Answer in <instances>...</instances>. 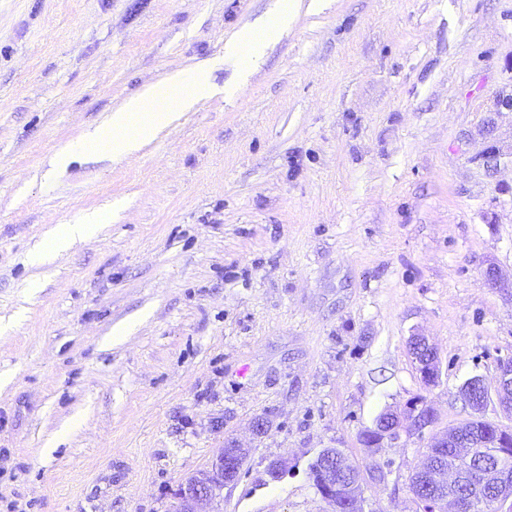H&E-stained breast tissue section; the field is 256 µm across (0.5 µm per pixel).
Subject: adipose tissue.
I'll return each instance as SVG.
<instances>
[{"mask_svg":"<svg viewBox=\"0 0 512 512\" xmlns=\"http://www.w3.org/2000/svg\"><path fill=\"white\" fill-rule=\"evenodd\" d=\"M294 10L286 0H275L270 13L255 23L245 24L225 46L229 57H236L240 43L251 47L248 58L241 60L243 68H251L262 54L263 46L283 31ZM219 93L204 67H197L193 79L183 72L173 71L147 87L140 95L127 99L109 112L101 126L86 135L76 147L62 149L54 161V172L61 173L73 161L75 152H95L119 159L141 149L149 138L170 127L181 113L194 109L200 102Z\"/></svg>","mask_w":512,"mask_h":512,"instance_id":"1","label":"adipose tissue"}]
</instances>
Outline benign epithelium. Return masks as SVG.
Wrapping results in <instances>:
<instances>
[{"label":"benign epithelium","instance_id":"1","mask_svg":"<svg viewBox=\"0 0 512 512\" xmlns=\"http://www.w3.org/2000/svg\"><path fill=\"white\" fill-rule=\"evenodd\" d=\"M512 159V152L504 153L499 148L486 150L480 159L484 167L492 172L498 170L504 159ZM410 342L425 346L429 357L415 359L422 382L435 385L440 378V362L435 347L424 336H413ZM482 388L481 398L474 400L470 386L463 383L460 394L471 410L470 417L446 429L430 443L423 453V464L419 468L421 481L411 485L413 496L426 501L431 512H480L489 502H494L497 512H512V455L507 448L512 446V430H508L486 417L485 411L491 398H496L501 410L512 416V359L499 361L492 384L481 376H475ZM392 424L372 432L366 448H381L384 442L399 439L400 431L407 436L421 438L425 430L437 420L434 409L423 398H413L403 411L391 412ZM433 448H463L468 461L462 466L448 467L432 465L429 455ZM249 449L231 440L213 458L206 470L199 472L177 488L178 512H206L204 507L213 503L224 486L238 481L247 460ZM480 457L492 458L495 465L487 470L472 466V460ZM332 456L322 462L323 478L318 482V494L325 500L336 499V490L341 489L347 497V507L353 512H362L361 483H336L331 463Z\"/></svg>","mask_w":512,"mask_h":512}]
</instances>
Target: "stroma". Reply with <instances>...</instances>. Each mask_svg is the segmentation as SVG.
<instances>
[{
  "label": "stroma",
  "mask_w": 512,
  "mask_h": 512,
  "mask_svg": "<svg viewBox=\"0 0 512 512\" xmlns=\"http://www.w3.org/2000/svg\"><path fill=\"white\" fill-rule=\"evenodd\" d=\"M270 3L0 0V512H174L229 438L250 455L216 512H329L307 470L325 448L383 465L365 512H419L428 438L361 433L417 396L458 424L462 384L512 358V165L478 160L490 121L512 150V0L300 8L234 97L51 175L166 73L234 82L224 44ZM93 209L95 237L33 264ZM410 342L420 344L421 347L425 346L429 350V358L420 360L415 357L414 361L422 382L427 386L435 385L441 375L439 357L435 347L428 342L425 336H411Z\"/></svg>",
  "instance_id": "35a3bbf8"
}]
</instances>
